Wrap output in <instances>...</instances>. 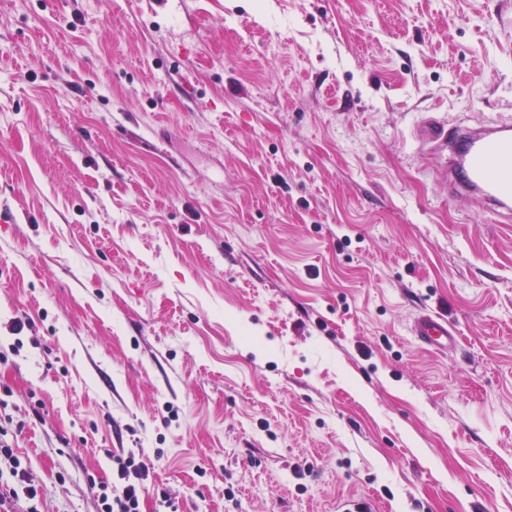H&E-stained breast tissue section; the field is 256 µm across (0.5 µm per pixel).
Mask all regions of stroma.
Here are the masks:
<instances>
[{
    "mask_svg": "<svg viewBox=\"0 0 512 512\" xmlns=\"http://www.w3.org/2000/svg\"><path fill=\"white\" fill-rule=\"evenodd\" d=\"M430 119L512 121V0H0L38 512H100L130 451L142 512H512V223L449 195ZM411 335L435 350L444 351L456 345L457 331L448 321L427 312H420L411 325Z\"/></svg>",
    "mask_w": 512,
    "mask_h": 512,
    "instance_id": "1",
    "label": "stroma"
}]
</instances>
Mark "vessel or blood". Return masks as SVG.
<instances>
[{"mask_svg": "<svg viewBox=\"0 0 512 512\" xmlns=\"http://www.w3.org/2000/svg\"><path fill=\"white\" fill-rule=\"evenodd\" d=\"M423 141L440 150H457L465 169L458 190L482 206L512 217V126L485 125L476 129L448 127L436 121L420 129ZM411 334L419 342L444 351L454 347L457 331L447 320L426 312L417 314Z\"/></svg>", "mask_w": 512, "mask_h": 512, "instance_id": "obj_1", "label": "vessel or blood"}]
</instances>
